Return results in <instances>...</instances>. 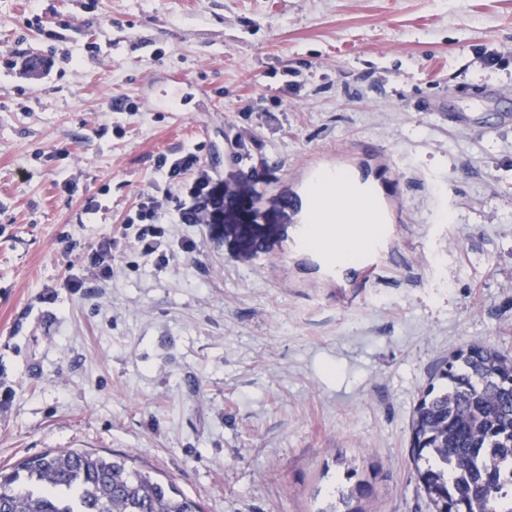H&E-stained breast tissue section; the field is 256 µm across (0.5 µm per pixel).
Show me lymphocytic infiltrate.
<instances>
[{"mask_svg": "<svg viewBox=\"0 0 512 512\" xmlns=\"http://www.w3.org/2000/svg\"><path fill=\"white\" fill-rule=\"evenodd\" d=\"M212 176L200 163L197 150H180L160 158L150 188L122 224L105 234L95 248L77 254L69 265L65 285L78 292L112 277L115 253L132 249L144 257L167 260L172 247L190 253L196 244L173 241L165 219L174 210L179 224H204L209 218Z\"/></svg>", "mask_w": 512, "mask_h": 512, "instance_id": "1", "label": "lymphocytic infiltrate"}]
</instances>
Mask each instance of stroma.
Listing matches in <instances>:
<instances>
[{"mask_svg": "<svg viewBox=\"0 0 512 512\" xmlns=\"http://www.w3.org/2000/svg\"><path fill=\"white\" fill-rule=\"evenodd\" d=\"M194 146L195 251L67 288L60 236ZM336 167L381 188L380 256L302 242ZM474 341L512 354V0H0V468L116 453L204 512H314L342 458L372 512H427L410 420Z\"/></svg>", "mask_w": 512, "mask_h": 512, "instance_id": "1", "label": "stroma"}]
</instances>
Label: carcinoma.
Here are the masks:
<instances>
[{
	"label": "carcinoma",
	"mask_w": 512,
	"mask_h": 512,
	"mask_svg": "<svg viewBox=\"0 0 512 512\" xmlns=\"http://www.w3.org/2000/svg\"><path fill=\"white\" fill-rule=\"evenodd\" d=\"M409 453L429 512H512V357L472 342L439 362L410 424ZM318 512H366L355 467ZM0 512H202L127 458L49 451L0 470Z\"/></svg>",
	"instance_id": "cac0c4a2"
}]
</instances>
